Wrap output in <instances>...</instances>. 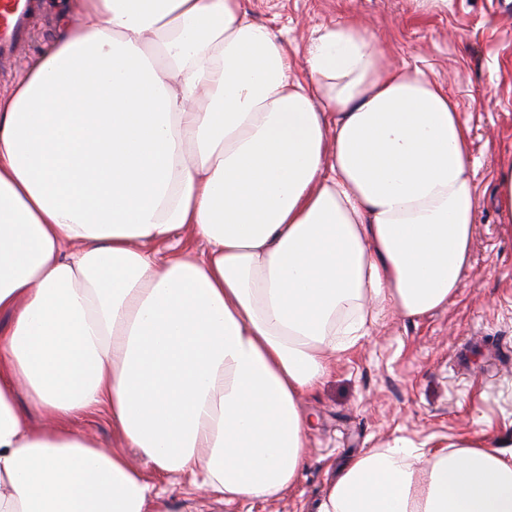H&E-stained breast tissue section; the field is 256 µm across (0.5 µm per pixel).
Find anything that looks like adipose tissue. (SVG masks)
<instances>
[{"label": "adipose tissue", "mask_w": 512, "mask_h": 512, "mask_svg": "<svg viewBox=\"0 0 512 512\" xmlns=\"http://www.w3.org/2000/svg\"><path fill=\"white\" fill-rule=\"evenodd\" d=\"M75 9L0 98V512H175L149 468L222 503L284 493L329 357L455 298L471 129L354 19L299 75L239 0ZM184 230L206 251L155 252ZM97 410L119 449L72 429ZM314 512H512V448L372 450Z\"/></svg>", "instance_id": "ef3b65f1"}]
</instances>
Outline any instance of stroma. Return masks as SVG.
Wrapping results in <instances>:
<instances>
[{"instance_id":"35a3bbf8","label":"stroma","mask_w":512,"mask_h":512,"mask_svg":"<svg viewBox=\"0 0 512 512\" xmlns=\"http://www.w3.org/2000/svg\"><path fill=\"white\" fill-rule=\"evenodd\" d=\"M70 0H39L25 44L0 60V95L53 46ZM287 41L294 66L319 29L355 16L396 64L451 90L471 128L478 213L470 268L447 309L411 322L389 316L337 358L301 402L310 420L307 463L296 486L267 500L212 504V512H312L351 457L404 440L435 448L485 431L512 442V224L500 223L497 166L512 149V0H450L424 12L413 0H240Z\"/></svg>"}]
</instances>
